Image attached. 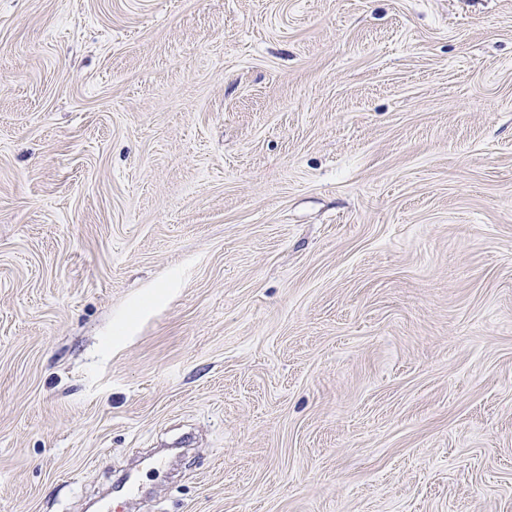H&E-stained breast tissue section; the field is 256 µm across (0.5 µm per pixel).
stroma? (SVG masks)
<instances>
[{
  "label": "stroma",
  "instance_id": "35a3bbf8",
  "mask_svg": "<svg viewBox=\"0 0 512 512\" xmlns=\"http://www.w3.org/2000/svg\"><path fill=\"white\" fill-rule=\"evenodd\" d=\"M512 512V0H0V512Z\"/></svg>",
  "mask_w": 512,
  "mask_h": 512
}]
</instances>
